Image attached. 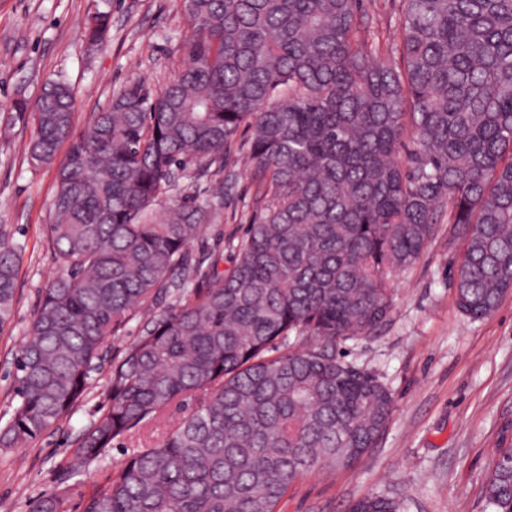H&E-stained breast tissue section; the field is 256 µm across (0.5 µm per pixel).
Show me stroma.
Returning a JSON list of instances; mask_svg holds the SVG:
<instances>
[{
    "label": "stroma",
    "instance_id": "35a3bbf8",
    "mask_svg": "<svg viewBox=\"0 0 512 512\" xmlns=\"http://www.w3.org/2000/svg\"><path fill=\"white\" fill-rule=\"evenodd\" d=\"M402 0H362V14L380 38L399 35ZM111 16L106 41L89 48L83 33L95 11ZM189 30L181 0H0V224L24 250L15 315L0 330V425L14 402L15 352L37 309L40 291L57 273L45 226L54 171L33 169L25 145L34 126L10 110L35 99L43 83L62 76L76 93L74 119L88 123L134 79L168 83L184 62ZM248 150L239 132L224 170L181 183L179 195L218 201L216 218L193 245L195 256L227 248L252 214L254 187L240 166ZM461 243L439 225L429 246L394 284L389 322L337 346L348 361L373 372L391 392L393 411L374 448L354 466L323 468L298 479L279 512H348L369 493L400 501L403 512H490L483 482L504 423L512 422V293L490 316L472 320L456 303L450 272ZM106 373L96 374L83 403L32 442L0 454V512H31L44 495L62 498L65 512L85 499L123 460L122 449L62 481L79 432L96 416Z\"/></svg>",
    "mask_w": 512,
    "mask_h": 512
}]
</instances>
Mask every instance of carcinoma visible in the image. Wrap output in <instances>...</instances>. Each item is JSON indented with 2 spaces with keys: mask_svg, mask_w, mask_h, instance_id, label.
I'll list each match as a JSON object with an SVG mask.
<instances>
[{
  "mask_svg": "<svg viewBox=\"0 0 512 512\" xmlns=\"http://www.w3.org/2000/svg\"><path fill=\"white\" fill-rule=\"evenodd\" d=\"M183 2L186 65L164 87L127 85L81 129L61 76L12 104L35 124L31 165L55 168L46 235L61 271L16 352L0 451L68 416L103 345L133 319L70 473L195 401L83 512H276L305 474L352 466L383 434L393 398L336 343L389 319L394 282L436 225L462 243L451 280L465 316L491 315L512 291V0H403L390 62L359 0ZM109 30L97 11L84 38L99 46ZM241 129L251 222L229 243V269L215 252L194 264L217 203L171 191L220 172ZM22 252L1 224L0 329ZM171 288L177 300L157 308ZM495 452L484 496L512 512V439ZM349 512L402 506L372 493Z\"/></svg>",
  "mask_w": 512,
  "mask_h": 512,
  "instance_id": "1",
  "label": "carcinoma"
}]
</instances>
